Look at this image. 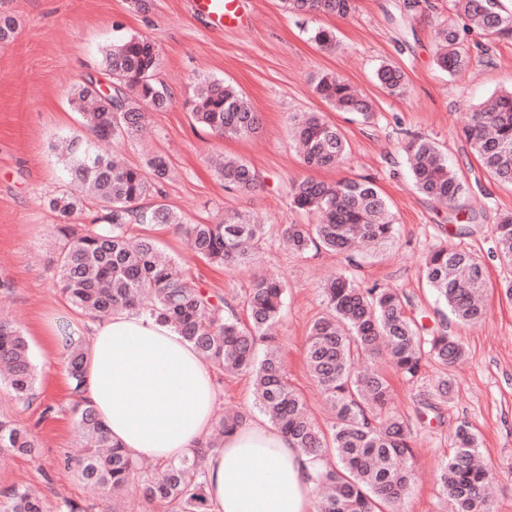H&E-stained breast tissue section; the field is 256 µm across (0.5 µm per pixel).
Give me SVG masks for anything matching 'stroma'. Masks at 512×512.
Masks as SVG:
<instances>
[{
  "instance_id": "1",
  "label": "stroma",
  "mask_w": 512,
  "mask_h": 512,
  "mask_svg": "<svg viewBox=\"0 0 512 512\" xmlns=\"http://www.w3.org/2000/svg\"><path fill=\"white\" fill-rule=\"evenodd\" d=\"M357 5L346 18L294 17L283 11L280 0H247L244 24L217 28L194 13L192 0H145L141 8L133 0H0V14L16 21L14 38L0 43V318L23 331L38 371L37 397L30 404L17 403L0 385V417L30 429L42 449L35 461L0 453V491L32 487L50 512L67 500L90 506L91 512L106 507L94 488L60 464L63 457H80L84 447L69 414L75 397L63 347L52 337L64 322L73 339L81 340L87 319L56 282L62 241L59 219L46 199L66 185L55 144L64 136L85 135L68 103L70 88L90 77L100 89L110 88L103 48L122 35L139 33L157 46L156 79L173 93V102L150 113L149 136L99 141L97 151L118 153L131 167L143 166L153 154L166 157L173 176L162 187L163 201L186 223L212 224L232 210L257 217L267 230L257 259L230 271L192 256L180 235L159 229L155 235L164 251L201 288L229 300L258 276L285 280L279 336L288 380L324 428L332 412L304 365L309 328L324 309L323 283L346 272L365 285L403 291L409 314L431 327L446 324L466 355L446 370L427 359L421 377L412 382L384 358L366 363L388 377L392 407L410 425L416 480L401 512H448L436 473L452 454L455 430L464 421L479 433L480 456L496 472L495 512H512V301L503 290L512 280V266L502 261L493 233L498 215L512 213V186L484 171L462 135L475 105L512 89V36L471 30L465 38L470 65L451 76L434 62L440 26L456 19L451 0H422L423 12L415 17L402 13V0H358ZM319 26L335 30L336 52L320 51L312 42L311 31ZM384 61L406 73L403 96L379 88L375 70ZM327 71L373 100L371 120L334 111L315 95L312 79ZM205 74L234 82L252 101L262 118L254 137L222 139L192 122L186 103L197 77ZM297 112L322 113L348 142L344 164L320 172V179L370 177L387 196L399 237L384 255L361 256L352 264L329 252L300 257L289 250L284 226L308 221L291 207L286 192L290 181L307 174L290 132ZM416 135L434 141L458 169L466 186L461 208L441 207L415 189L404 147ZM225 153L258 169L263 187L247 196L225 190L207 164L209 156ZM440 245L479 260L489 309L482 323L442 319V305L423 278L425 255ZM444 374L453 383L448 403L439 416L417 419L419 392L433 389ZM215 382V414L228 409L253 413L247 377L219 376Z\"/></svg>"
}]
</instances>
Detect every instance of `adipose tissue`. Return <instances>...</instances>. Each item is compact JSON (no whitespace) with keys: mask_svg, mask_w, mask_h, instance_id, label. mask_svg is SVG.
<instances>
[{"mask_svg":"<svg viewBox=\"0 0 512 512\" xmlns=\"http://www.w3.org/2000/svg\"><path fill=\"white\" fill-rule=\"evenodd\" d=\"M81 401L135 459L176 461L212 433L213 370L174 330L125 310L87 324ZM211 512H315L317 465L260 418L207 462Z\"/></svg>","mask_w":512,"mask_h":512,"instance_id":"adipose-tissue-1","label":"adipose tissue"}]
</instances>
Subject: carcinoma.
I'll list each match as a JSON object with an SVG mask.
<instances>
[{
	"mask_svg": "<svg viewBox=\"0 0 512 512\" xmlns=\"http://www.w3.org/2000/svg\"><path fill=\"white\" fill-rule=\"evenodd\" d=\"M281 4L297 17H347L357 10V0H281ZM454 9L464 26L450 23L439 31L436 63L456 75L470 64L463 32L476 28L491 36L512 34V12L505 11L500 0H454ZM311 39L327 52L339 47L331 29L317 28ZM103 62L115 79L111 99L104 101L89 79L69 91L70 103L92 136L132 141L143 131L148 111H162L173 100L170 90L154 79L160 65L158 50L150 39L126 34L106 49ZM376 80L390 96L406 93L405 73L391 63L379 65ZM313 83L319 98L332 108L364 120L373 118L372 101L339 75L322 72ZM189 112L196 123L224 139L248 138L260 127V115L250 99L234 84L209 76L199 77ZM291 123L305 167L325 170L342 162L347 141L321 113L302 112L292 116ZM462 134L489 175L512 184V90L477 105ZM61 142L69 188L49 205L63 219L59 231L65 243L58 275L66 299L91 319L125 309L166 323L195 347L205 364L225 375L250 376L256 408L293 447L319 463L317 491L327 488L329 494L318 495L316 512H400L411 486L410 425L392 412L387 379L361 370L359 361L382 355L405 379L413 380L420 376L426 358L446 370L463 357V346L446 329L409 316L408 300L398 290L364 287L347 273L336 275L325 285L327 312L313 322L305 348L308 371L335 410L330 428L321 429L289 383L271 335L282 312L285 284L262 276L236 296L247 316L243 321L224 297L216 298L194 280L178 275L174 260L152 235L157 227L170 228L198 258L230 270L252 262L262 250L264 225L235 211L224 214L218 224H186L161 201L144 207L145 198L163 196L170 172L165 157L153 155L135 168L96 153L88 140L65 137ZM405 151L418 191L450 209L460 208L463 185L439 148L415 138ZM215 175L227 189L242 194L263 186L260 172L236 157L224 158ZM85 192L100 201L103 215L99 223L77 228L70 219L80 210ZM288 197L296 209L317 217L315 224L285 228L299 255L311 250L351 254L362 244L382 251L395 242L394 216L371 179L326 182L304 177L289 185ZM135 224L143 227L142 234L130 233ZM494 232L502 260L512 265V214L501 215ZM424 275L457 319L474 322L486 316L479 302L485 288L483 270L471 254L438 246L425 259ZM86 364L84 346L69 342L65 365L75 396L83 387ZM0 380L20 402L36 395L37 369L28 341L19 328L2 321ZM449 393L445 374L434 389L419 393L417 417L439 412ZM72 416L84 454L65 459L67 468L96 487L105 501L135 484L146 504L160 502L165 512H209L205 459L220 447L224 433L247 419L241 413L216 417L215 435L206 447L178 462H158L148 468L112 442L92 406L79 401ZM454 448L440 473L450 512H491L487 489L495 474L475 463L479 439L469 423L457 427ZM3 451L33 460L40 453L33 432L0 418ZM0 512H45V505L29 489L12 487L0 496Z\"/></svg>",
	"mask_w": 512,
	"mask_h": 512,
	"instance_id": "obj_1",
	"label": "carcinoma"
}]
</instances>
